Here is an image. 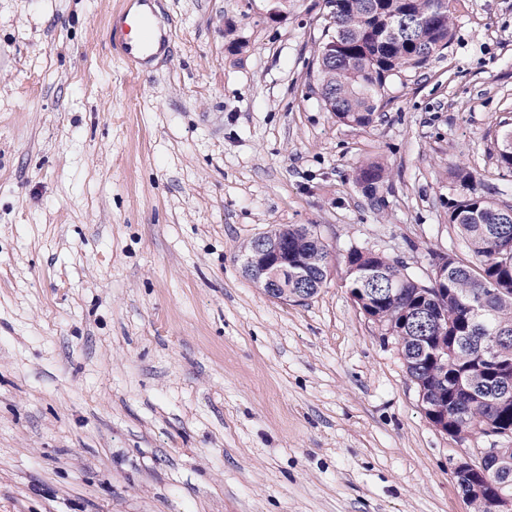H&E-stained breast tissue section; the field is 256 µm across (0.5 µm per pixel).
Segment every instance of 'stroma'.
I'll use <instances>...</instances> for the list:
<instances>
[{
  "label": "stroma",
  "instance_id": "obj_1",
  "mask_svg": "<svg viewBox=\"0 0 512 512\" xmlns=\"http://www.w3.org/2000/svg\"><path fill=\"white\" fill-rule=\"evenodd\" d=\"M133 3L0 0V512H473L454 467L489 437L432 426L345 257L468 256L452 164L512 202V0H460L366 128L319 95L324 0H153L143 68L108 34ZM289 224L329 250L303 303L240 260Z\"/></svg>",
  "mask_w": 512,
  "mask_h": 512
}]
</instances>
